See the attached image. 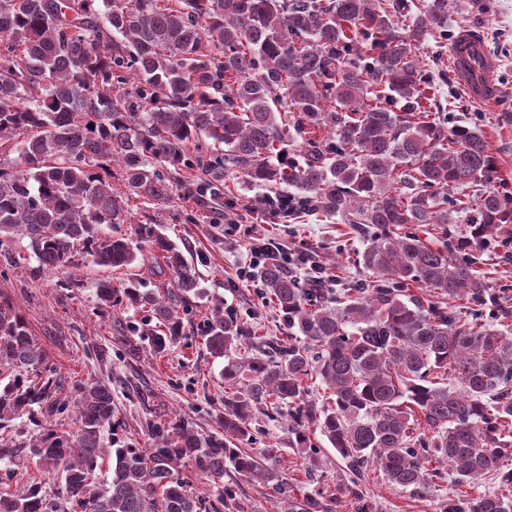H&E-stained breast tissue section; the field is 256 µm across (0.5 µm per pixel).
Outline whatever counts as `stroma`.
I'll return each instance as SVG.
<instances>
[{"label":"stroma","mask_w":512,"mask_h":512,"mask_svg":"<svg viewBox=\"0 0 512 512\" xmlns=\"http://www.w3.org/2000/svg\"><path fill=\"white\" fill-rule=\"evenodd\" d=\"M464 27L478 28L499 61L495 107L470 100L454 79L445 40H427L420 55L441 111L447 112L451 124L481 127L496 159L495 178L512 190V0H448L449 36H456ZM264 194V189L233 176L224 182L223 198L215 199L188 174L169 206L160 211L147 206V213H158L162 222L175 225L188 249V259L201 276V294L188 336L157 357L149 355L141 337L130 330V323L137 320L134 312H116L111 322L99 320L95 314L94 285L98 280L108 278L119 285L141 277L149 287H162V277L151 274L148 267L112 271L85 261L74 270L84 286L72 292L56 287L53 274L33 278L15 270L0 278V296L10 299L24 314L65 382L94 377L110 383L120 425L104 433L105 442L149 447L152 439L145 419L162 423L177 413L192 420L198 430L217 429L224 413V362L209 354L201 337L203 321L214 301L223 300L225 307L234 309L258 333L287 335L281 314L262 300L256 288L238 280V268L250 262V237H225L228 221L247 225L251 237L271 240L295 253H312L321 263L329 287L340 288L363 278L353 254L363 243L351 225L312 213L301 215L293 224L280 222L254 209L255 199ZM505 270L512 272V224L502 225L481 251L480 271L490 285H498ZM254 426L255 447L277 449V468L288 475L296 492L343 482L346 466L325 437L314 438L322 453L318 470L312 472L288 445L287 419L260 415ZM223 482L236 489L224 512H278L270 489L262 482L246 481L230 472L225 473ZM497 487L491 475L476 484L459 486L449 474L439 485L419 494L393 487L374 473L362 490L374 512H443L449 496L474 498L493 493Z\"/></svg>","instance_id":"35a3bbf8"}]
</instances>
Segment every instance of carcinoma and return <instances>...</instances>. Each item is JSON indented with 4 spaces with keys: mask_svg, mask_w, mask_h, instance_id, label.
I'll return each mask as SVG.
<instances>
[{
    "mask_svg": "<svg viewBox=\"0 0 512 512\" xmlns=\"http://www.w3.org/2000/svg\"><path fill=\"white\" fill-rule=\"evenodd\" d=\"M0 0V239L26 242L0 274L165 266L163 289L96 284V316L143 313L152 354L187 335L200 295L169 224L133 219L130 202L165 207L183 174L224 196L241 175L270 191L269 216L338 217L367 239L372 276L337 291L270 255L263 294L288 336H258L213 304L203 327L224 360L221 431L176 416L147 422L153 447L105 446L112 388L76 381L74 399L27 321L0 300V465L26 458L61 473L48 487L0 488V512H224L230 486L197 493L174 477L263 479L281 512H373L361 476L423 492L488 474L501 491L450 498L445 512H512V336L498 323L512 284L489 285L478 250L512 223V193L492 187L494 157L476 126H448L428 94L419 49L448 39V0ZM125 189H112V180ZM292 188L295 193L282 194ZM431 225L441 240L420 235ZM412 283L435 294L409 292ZM329 391L320 406L304 378ZM288 415V443L310 467L326 437L352 478L296 496L273 448L247 447L255 412ZM45 423L27 437L17 416ZM112 460L111 479L97 473Z\"/></svg>",
    "mask_w": 512,
    "mask_h": 512,
    "instance_id": "1",
    "label": "carcinoma"
}]
</instances>
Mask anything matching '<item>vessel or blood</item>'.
<instances>
[{
  "label": "vessel or blood",
  "mask_w": 512,
  "mask_h": 512,
  "mask_svg": "<svg viewBox=\"0 0 512 512\" xmlns=\"http://www.w3.org/2000/svg\"><path fill=\"white\" fill-rule=\"evenodd\" d=\"M460 85L476 103L494 104L499 63L486 48L478 30L463 29L449 51Z\"/></svg>",
  "instance_id": "obj_1"
}]
</instances>
